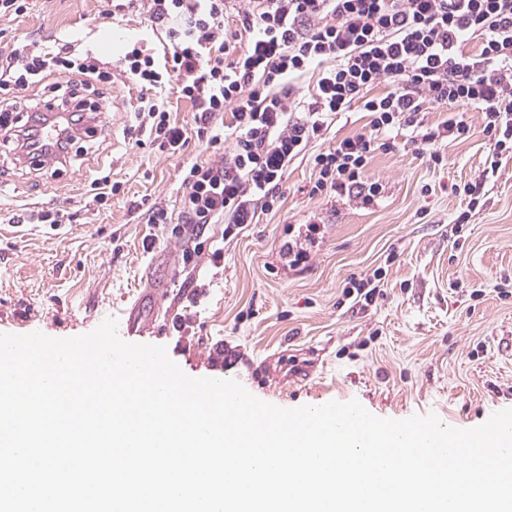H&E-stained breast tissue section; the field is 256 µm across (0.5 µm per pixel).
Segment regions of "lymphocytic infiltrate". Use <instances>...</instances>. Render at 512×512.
<instances>
[{
    "label": "lymphocytic infiltrate",
    "mask_w": 512,
    "mask_h": 512,
    "mask_svg": "<svg viewBox=\"0 0 512 512\" xmlns=\"http://www.w3.org/2000/svg\"><path fill=\"white\" fill-rule=\"evenodd\" d=\"M148 12L165 30L161 53L135 37L117 61L141 90L136 146L149 140L175 154L195 140L223 149L219 160L183 172L178 213L148 216L185 238L183 265L203 252L209 225L232 234L280 208L289 166L307 155L311 196L377 204L382 186L365 178L370 161L395 149L394 129L422 128L428 109L450 112L422 128L429 162L468 138L454 113L464 105L485 116L489 165L512 154V0H148ZM230 16L236 27L226 25ZM46 83L52 99L31 96ZM96 85L110 90L112 74L94 53L69 42L22 45L0 64V88L14 90L0 101V141L60 163L85 125L82 97ZM174 96L195 105L193 127L171 121ZM51 107L61 133L53 141L38 135ZM354 110L368 113V130L309 155Z\"/></svg>",
    "instance_id": "lymphocytic-infiltrate-1"
}]
</instances>
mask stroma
I'll return each mask as SVG.
<instances>
[{"label": "stroma", "mask_w": 512, "mask_h": 512, "mask_svg": "<svg viewBox=\"0 0 512 512\" xmlns=\"http://www.w3.org/2000/svg\"><path fill=\"white\" fill-rule=\"evenodd\" d=\"M29 3L23 15L0 17V61L25 41L63 39L110 62L128 29L146 33L144 49L160 46L138 6L120 29L105 16L112 0ZM135 104L130 81L115 72L101 115L111 135H81L72 146L80 165L43 177L19 160L0 165V333L82 335L105 318L124 321L132 296L164 288L161 306L144 303L160 328L149 344L165 346L189 376L236 380L273 405L355 400L380 418L433 412L464 429L512 408V156L486 172L480 108H464L470 136L449 143L438 165L422 158L412 129L397 130L398 149L369 166L384 187L369 209L311 197V161H296L280 209L228 238L223 225L209 226L208 236L224 241V262L204 254L191 270L181 262L183 240L170 225L148 223L147 211L177 210L183 170L215 155L194 143L177 155L134 147ZM101 168L122 184L102 206L88 192ZM24 208L62 209L77 220L58 231L10 227ZM466 210L468 224L456 226ZM312 218L324 237L304 265L289 266L288 229ZM377 271L373 303L344 296L350 278Z\"/></svg>", "instance_id": "obj_1"}]
</instances>
